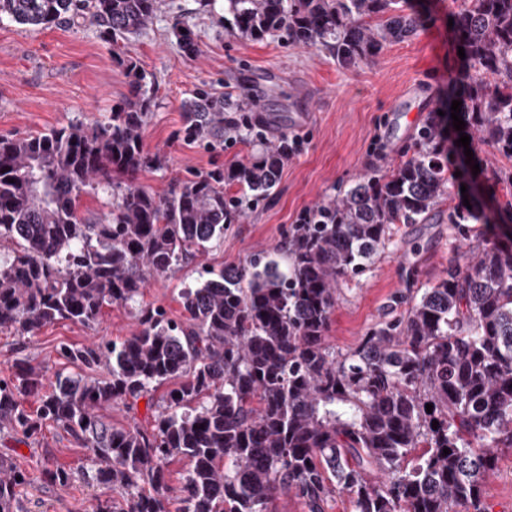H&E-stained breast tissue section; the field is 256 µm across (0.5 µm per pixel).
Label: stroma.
I'll return each instance as SVG.
<instances>
[{"instance_id": "stroma-1", "label": "stroma", "mask_w": 512, "mask_h": 512, "mask_svg": "<svg viewBox=\"0 0 512 512\" xmlns=\"http://www.w3.org/2000/svg\"><path fill=\"white\" fill-rule=\"evenodd\" d=\"M460 0H429L425 21L412 38L384 46L377 57L352 66L339 65L331 50L305 47L275 35L250 40L219 24L217 16L200 10L197 0H158L156 16L141 36L123 48L145 74L154 99L143 132L145 151L165 156L157 170L139 172L149 191L167 194L176 182L257 156L264 144L287 134L289 111L315 110L304 152L283 169L271 195L246 200L242 214L224 231V239L208 245L163 277L150 279L135 303L105 307L96 329L70 321L43 327L36 335L18 336L0 330V378L11 374L19 359L45 369L43 392L54 388L60 368L57 351L64 345H89L113 340L137 329L139 307H163L183 319L179 293L194 286L202 268L236 267L258 255H275L296 219L336 197L356 181L380 177L401 159L432 119L447 127L445 149L454 177L449 194L426 224H397L370 269L339 282L336 309L327 332L338 352L355 348L379 322L407 313L408 298L444 276L450 262L466 264L485 240L508 241L512 221H505L506 194L493 169L512 170V160L486 145L458 146L450 110L462 88L454 78L461 67L459 43L448 20ZM187 23L199 46L186 57L172 34ZM244 103L248 111L266 116L261 130L236 136L223 151L211 152L185 142L182 103L200 84ZM128 80L112 59L97 26L84 23L32 30L0 22V137L37 134L72 122H89L122 106ZM470 203L482 216L468 236H459L448 222L450 210ZM7 456L30 481L20 487L21 512H94L108 489L87 485L80 471L87 452L63 431L43 425L24 437L0 431V456ZM69 470L64 485L40 477L44 459ZM494 512H512V448L498 451L495 473L485 485Z\"/></svg>"}]
</instances>
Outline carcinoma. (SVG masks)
I'll return each mask as SVG.
<instances>
[{
    "instance_id": "carcinoma-1",
    "label": "carcinoma",
    "mask_w": 512,
    "mask_h": 512,
    "mask_svg": "<svg viewBox=\"0 0 512 512\" xmlns=\"http://www.w3.org/2000/svg\"><path fill=\"white\" fill-rule=\"evenodd\" d=\"M157 0H0V20L48 29L81 18L117 46L141 35ZM224 28L261 40L281 33L325 46L343 66L416 34L411 0H224ZM455 27L467 76L460 116L478 141L512 158V0H461ZM177 32L187 57L193 32ZM131 99L104 120L25 137H0V330L33 336L60 320L99 324L224 239L242 201L265 199L288 155L266 146L254 158L211 170L158 196L136 181L163 158L144 150L152 96L125 59ZM222 94L203 86L184 104L183 140L224 149ZM445 133L420 132L390 174L358 181L292 225L280 254L237 268H206L180 291L185 319L161 307L138 310L139 330L121 340L64 346L57 387L41 395L43 371L16 364L0 379V429L26 435L50 424L88 450L84 480L112 496L95 512H273L293 492L323 512L338 492L354 512H492L485 498L498 449L512 448V244L486 243L464 267L424 289L407 314L383 321L359 345L336 353L326 333L336 284L366 271L393 224H423L446 193ZM102 190L109 210L94 219L82 197ZM458 232L481 220L448 215ZM173 384L150 426L117 427L98 413ZM39 396L37 414L24 397ZM433 405L426 412V405ZM438 421L432 428V421ZM204 428H199V425ZM423 449L415 463L408 457ZM449 454H443V449ZM188 460L173 497L167 465ZM41 476L71 473L45 461ZM29 475L0 456V512H17Z\"/></svg>"
}]
</instances>
